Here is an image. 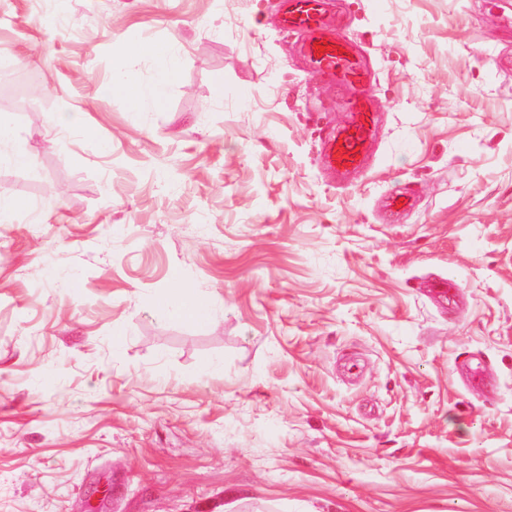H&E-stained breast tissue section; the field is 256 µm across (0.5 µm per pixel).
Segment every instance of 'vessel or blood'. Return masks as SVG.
Listing matches in <instances>:
<instances>
[{
  "mask_svg": "<svg viewBox=\"0 0 512 512\" xmlns=\"http://www.w3.org/2000/svg\"><path fill=\"white\" fill-rule=\"evenodd\" d=\"M282 25L291 32L304 33L302 52L310 70L333 74L338 83L358 87L348 102V123L329 136L323 155L332 170L346 172L358 168L374 135V114L364 92L369 83L367 71L353 44L325 33V0H284Z\"/></svg>",
  "mask_w": 512,
  "mask_h": 512,
  "instance_id": "obj_1",
  "label": "vessel or blood"
}]
</instances>
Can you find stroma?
I'll return each instance as SVG.
<instances>
[{
	"mask_svg": "<svg viewBox=\"0 0 512 512\" xmlns=\"http://www.w3.org/2000/svg\"><path fill=\"white\" fill-rule=\"evenodd\" d=\"M282 2L0 0L33 156L0 166V512H512V0H330L377 117L343 177L357 90ZM141 40L181 57L150 112L97 93L151 82ZM177 277L210 320L157 305Z\"/></svg>",
	"mask_w": 512,
	"mask_h": 512,
	"instance_id": "1",
	"label": "stroma"
}]
</instances>
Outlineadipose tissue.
I'll return each instance as SVG.
<instances>
[{
	"instance_id": "1",
	"label": "adipose tissue",
	"mask_w": 512,
	"mask_h": 512,
	"mask_svg": "<svg viewBox=\"0 0 512 512\" xmlns=\"http://www.w3.org/2000/svg\"><path fill=\"white\" fill-rule=\"evenodd\" d=\"M133 55L151 57L155 64V76L151 83L141 84L127 77L116 74L110 83L101 85L98 92L101 97H109L114 92H122L134 109H156L161 101L166 86L176 77L179 67V56L175 47H166L164 52H154L148 42L141 41L129 46Z\"/></svg>"
}]
</instances>
